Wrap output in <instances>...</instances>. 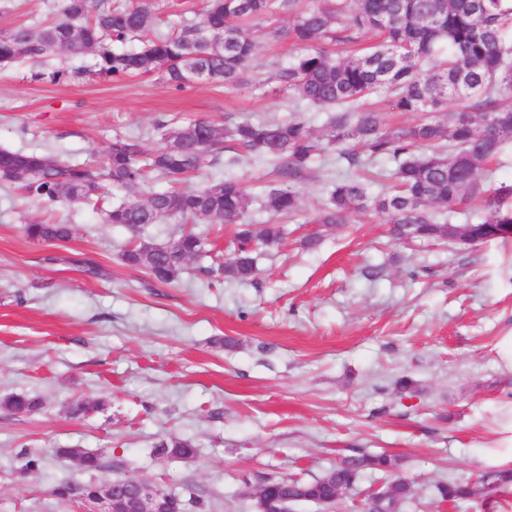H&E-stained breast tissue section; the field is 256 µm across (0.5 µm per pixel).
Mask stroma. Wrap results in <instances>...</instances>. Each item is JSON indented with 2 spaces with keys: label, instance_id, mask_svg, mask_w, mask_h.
<instances>
[{
  "label": "stroma",
  "instance_id": "stroma-1",
  "mask_svg": "<svg viewBox=\"0 0 512 512\" xmlns=\"http://www.w3.org/2000/svg\"><path fill=\"white\" fill-rule=\"evenodd\" d=\"M63 4L0 0V29H40ZM202 13V0H157L153 31ZM294 54L264 40L246 85L180 91L158 73L92 75L89 54L21 57L0 66V149L82 164L118 137L155 149L165 128L194 120L283 122L294 103L271 74ZM335 174L331 152L302 181L299 213L276 220L281 242L257 250L253 279L213 278L191 261L168 284L125 265L130 234L104 221L145 188L49 206L0 180V512H80L59 505L58 482L117 478L196 494L209 512H255L259 476L311 480L354 448L397 458L415 490L401 512H512V484L453 508L434 497L438 480L512 467V239L408 247L372 212L308 223ZM31 222L72 233L35 242ZM375 265L384 276L371 282L363 271ZM402 376L414 381L405 391ZM14 394L42 406L13 412L3 401ZM77 400L90 410L74 418ZM171 435L197 456L156 454ZM58 448L100 454L105 468L57 460ZM28 455L44 458L40 470L22 471Z\"/></svg>",
  "mask_w": 512,
  "mask_h": 512
}]
</instances>
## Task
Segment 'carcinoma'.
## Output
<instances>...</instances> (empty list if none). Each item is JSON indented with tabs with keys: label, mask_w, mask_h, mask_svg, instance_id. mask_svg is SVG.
I'll use <instances>...</instances> for the list:
<instances>
[{
	"label": "carcinoma",
	"mask_w": 512,
	"mask_h": 512,
	"mask_svg": "<svg viewBox=\"0 0 512 512\" xmlns=\"http://www.w3.org/2000/svg\"><path fill=\"white\" fill-rule=\"evenodd\" d=\"M284 11L292 22L285 28L275 26ZM154 21L152 0H136L123 9L108 0H65L60 20L39 30L9 29V35L0 38V65L20 56L91 54L93 74L101 78L161 71L177 90L191 80H222L236 87L245 84L244 74L261 38L286 39L301 51L277 72L276 81L297 100L295 115L285 122L243 120L229 130L196 121L165 134L166 143L178 146L174 152L162 146L146 155L134 140L117 138L101 167L0 150L1 179L20 183L30 197L70 203L91 199L105 183L131 189L155 173L170 187L150 192L144 201L113 206L106 222L134 234L164 219L183 226L199 218L233 224L234 259L226 266L216 256L203 271L215 277L225 273L240 282L255 275L254 245L271 247L282 239L276 224L246 222L251 203L273 217L299 212L300 180L333 148L336 164L345 165L346 171L325 182L323 202L313 217L317 224H345L352 214L372 209L387 217L392 235L412 224L418 242H437L464 214L460 205L477 203L484 210L480 221L460 224L473 245L493 239L496 227L512 225V184L488 189L482 179L487 166L512 142V47L506 44L512 32V0H205L203 24L146 40L137 51L114 48L145 34ZM381 93L391 98L396 111L420 114L419 121L386 128L384 116L370 103ZM302 104L335 109L328 134L309 126L301 115ZM226 136L254 157L271 161L274 184L251 196L228 174L195 189L181 188L189 175L211 165L222 162L229 169L237 164L233 156L220 160ZM387 161L395 164L389 174L394 185L373 195L359 171ZM433 207L448 209V217H434ZM25 233L38 242L65 241L71 228L34 222L25 225ZM174 242L173 248L131 243L121 260L170 283L184 265L205 253L204 239L191 229ZM4 405L33 412L41 401L15 394ZM156 448L177 458L197 453L190 441L176 436L160 440ZM56 454L86 471L104 469L101 458L83 448H59ZM397 467V459L389 454L366 455L354 449L318 479L281 478L251 494L309 499L330 494L340 503L365 472L391 473ZM511 482V469L490 470L481 478L490 491ZM475 492L469 481L435 484L442 504L455 505ZM413 495L412 483L395 477L384 503L386 512H401Z\"/></svg>",
	"instance_id": "1"
}]
</instances>
